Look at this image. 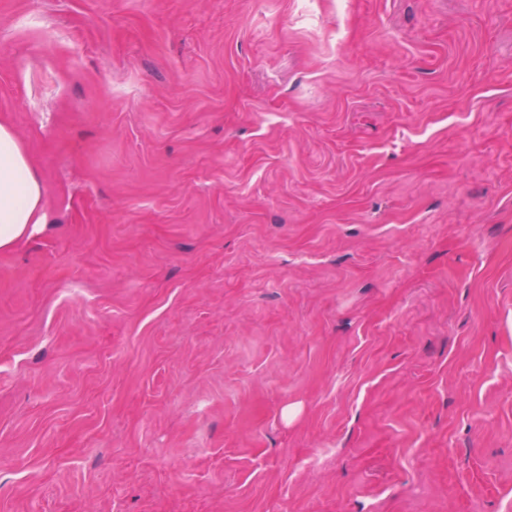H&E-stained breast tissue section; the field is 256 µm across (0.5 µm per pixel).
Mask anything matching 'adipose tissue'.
Segmentation results:
<instances>
[{"label": "adipose tissue", "instance_id": "obj_1", "mask_svg": "<svg viewBox=\"0 0 512 512\" xmlns=\"http://www.w3.org/2000/svg\"><path fill=\"white\" fill-rule=\"evenodd\" d=\"M43 178L14 129L0 122V250L14 248L47 222Z\"/></svg>", "mask_w": 512, "mask_h": 512}]
</instances>
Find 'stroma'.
<instances>
[{
    "label": "stroma",
    "mask_w": 512,
    "mask_h": 512,
    "mask_svg": "<svg viewBox=\"0 0 512 512\" xmlns=\"http://www.w3.org/2000/svg\"><path fill=\"white\" fill-rule=\"evenodd\" d=\"M0 121V512H512V0H0ZM43 178L14 129L0 122V250H10L47 223Z\"/></svg>",
    "instance_id": "stroma-1"
}]
</instances>
